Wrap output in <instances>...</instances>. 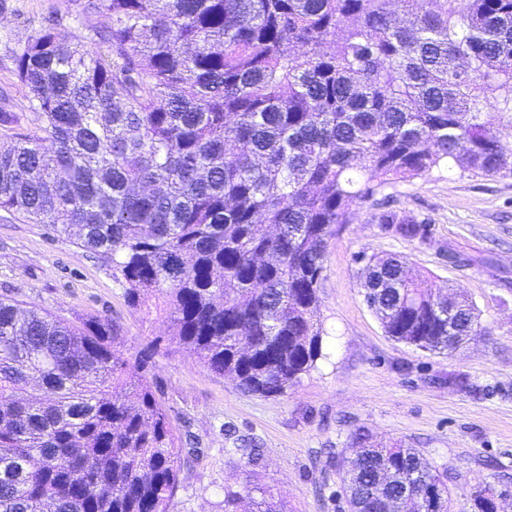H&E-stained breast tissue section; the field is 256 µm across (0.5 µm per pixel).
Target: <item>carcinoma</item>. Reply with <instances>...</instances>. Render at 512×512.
<instances>
[{
    "mask_svg": "<svg viewBox=\"0 0 512 512\" xmlns=\"http://www.w3.org/2000/svg\"><path fill=\"white\" fill-rule=\"evenodd\" d=\"M103 49L48 18L15 55L37 131L0 148V210L112 264L128 306L162 300L177 345L130 361L110 316L64 322L0 300V512H171L182 446L151 379L180 351L276 397L323 357L328 240L387 185L433 171L511 176L512 0H89ZM388 231L429 225L385 210ZM386 335L430 351L481 322L403 256L361 282ZM350 512L448 493L414 448L355 437ZM287 512L247 483L224 493ZM491 488L474 512H493Z\"/></svg>",
    "mask_w": 512,
    "mask_h": 512,
    "instance_id": "obj_1",
    "label": "carcinoma"
}]
</instances>
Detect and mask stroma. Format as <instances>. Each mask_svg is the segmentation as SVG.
Wrapping results in <instances>:
<instances>
[{
  "mask_svg": "<svg viewBox=\"0 0 512 512\" xmlns=\"http://www.w3.org/2000/svg\"><path fill=\"white\" fill-rule=\"evenodd\" d=\"M87 0H0V110L35 129L13 56L57 13L60 35L92 42L106 20ZM391 209L430 224L424 242L383 229L379 206H358L328 242L318 315L325 356L287 394L243 392L186 353L157 356L152 381L183 445L196 456L181 473L173 512H224V492L250 482L288 512H349L332 457L356 434L416 448L448 474L449 512H472L475 492H501L512 512V176L436 171L383 192ZM467 258L448 263L447 249ZM399 254L437 284L452 285L479 308L484 336L450 354L424 352L386 336L361 288L363 259ZM0 298L79 322L105 314L124 325L119 349L134 358L167 333L155 299L128 307L112 267L76 238L42 224L0 217ZM465 378L467 388L454 386ZM260 449L244 472L238 447Z\"/></svg>",
  "mask_w": 512,
  "mask_h": 512,
  "instance_id": "stroma-1",
  "label": "stroma"
}]
</instances>
